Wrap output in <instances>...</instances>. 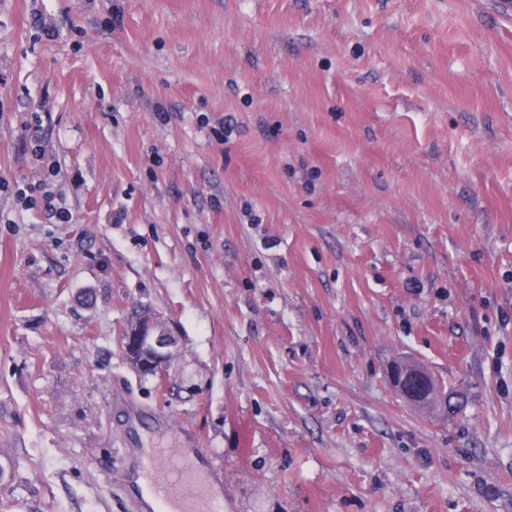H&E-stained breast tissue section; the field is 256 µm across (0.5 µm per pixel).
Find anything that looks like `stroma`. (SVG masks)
<instances>
[{
    "label": "stroma",
    "mask_w": 512,
    "mask_h": 512,
    "mask_svg": "<svg viewBox=\"0 0 512 512\" xmlns=\"http://www.w3.org/2000/svg\"><path fill=\"white\" fill-rule=\"evenodd\" d=\"M128 396L224 512H512V11L0 0V512H133ZM47 179L18 188L17 197L25 206H40L45 211L57 213L53 194L46 190ZM29 192V194H27ZM124 353L140 373H161L177 348L167 322L154 313L136 316L122 336ZM430 376L419 368L409 367L402 371L399 379L396 370L392 369L391 380L393 385L401 396L417 406H424L429 401L431 395L428 391Z\"/></svg>",
    "instance_id": "35a3bbf8"
}]
</instances>
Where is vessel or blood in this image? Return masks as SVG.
Instances as JSON below:
<instances>
[{"label": "vessel or blood", "mask_w": 512, "mask_h": 512, "mask_svg": "<svg viewBox=\"0 0 512 512\" xmlns=\"http://www.w3.org/2000/svg\"><path fill=\"white\" fill-rule=\"evenodd\" d=\"M205 457L200 448L139 444L126 471L135 512H223Z\"/></svg>", "instance_id": "vessel-or-blood-1"}]
</instances>
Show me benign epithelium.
Instances as JSON below:
<instances>
[{
  "label": "benign epithelium",
  "mask_w": 512,
  "mask_h": 512,
  "mask_svg": "<svg viewBox=\"0 0 512 512\" xmlns=\"http://www.w3.org/2000/svg\"><path fill=\"white\" fill-rule=\"evenodd\" d=\"M124 353L140 373H160L171 362L177 348L167 322L154 313L136 316L122 336ZM430 376L419 368L410 367L397 375L391 372V380L401 396L417 406H424L430 399Z\"/></svg>",
  "instance_id": "obj_1"
}]
</instances>
